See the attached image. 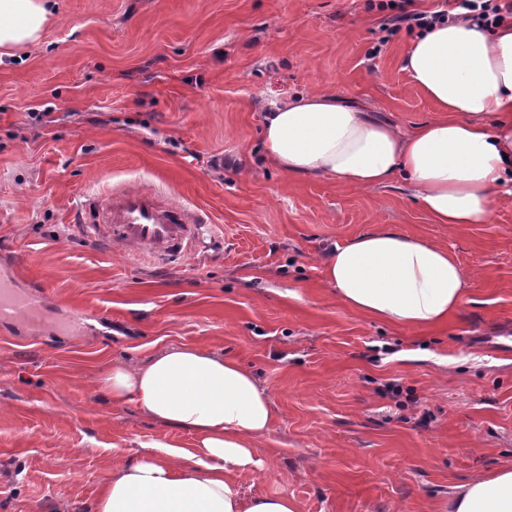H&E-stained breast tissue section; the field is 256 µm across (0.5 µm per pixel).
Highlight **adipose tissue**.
I'll list each match as a JSON object with an SVG mask.
<instances>
[{
    "instance_id": "1",
    "label": "adipose tissue",
    "mask_w": 512,
    "mask_h": 512,
    "mask_svg": "<svg viewBox=\"0 0 512 512\" xmlns=\"http://www.w3.org/2000/svg\"><path fill=\"white\" fill-rule=\"evenodd\" d=\"M54 17L51 0H0V50L37 42ZM404 69L440 118L404 130L352 102L304 93L264 115L265 159L297 180L361 190L399 180L434 223H487L496 202L512 198V23L433 24L414 35ZM324 273L338 301L403 328L447 320L472 279L447 247L388 227L336 245ZM93 385L195 438L191 452L146 443L141 457L113 468L94 512H300L283 491L248 496L238 484L240 473L265 468L257 446L274 408L237 359L175 345ZM448 512H512V465L454 485Z\"/></svg>"
}]
</instances>
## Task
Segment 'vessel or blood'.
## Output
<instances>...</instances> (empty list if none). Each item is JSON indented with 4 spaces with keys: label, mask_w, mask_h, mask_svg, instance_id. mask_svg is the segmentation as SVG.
I'll list each match as a JSON object with an SVG mask.
<instances>
[{
    "label": "vessel or blood",
    "mask_w": 512,
    "mask_h": 512,
    "mask_svg": "<svg viewBox=\"0 0 512 512\" xmlns=\"http://www.w3.org/2000/svg\"><path fill=\"white\" fill-rule=\"evenodd\" d=\"M201 225L195 214L169 190L105 189L88 203L82 231L89 237L123 243L136 255L181 260L193 254ZM15 278L0 273V325L22 323L39 310L37 289L13 292Z\"/></svg>",
    "instance_id": "obj_1"
}]
</instances>
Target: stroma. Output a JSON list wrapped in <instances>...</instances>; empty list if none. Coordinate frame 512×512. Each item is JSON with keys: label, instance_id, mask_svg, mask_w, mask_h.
<instances>
[{"label": "stroma", "instance_id": "1", "mask_svg": "<svg viewBox=\"0 0 512 512\" xmlns=\"http://www.w3.org/2000/svg\"><path fill=\"white\" fill-rule=\"evenodd\" d=\"M0 59V259L43 287L41 318L0 333V512H93L113 467L187 432L91 379L200 344L250 366L275 417L262 473L300 512H447L453 485L512 465V199L437 224L398 181L293 183L263 164L262 116L303 92L403 129L435 106L410 82L409 31L368 0H55ZM169 185L205 224L183 261L85 237L110 185ZM382 227L475 271L447 322L413 330L337 301L334 245Z\"/></svg>", "mask_w": 512, "mask_h": 512}]
</instances>
